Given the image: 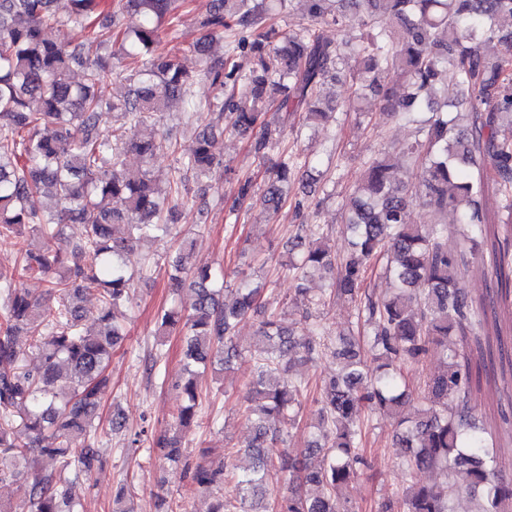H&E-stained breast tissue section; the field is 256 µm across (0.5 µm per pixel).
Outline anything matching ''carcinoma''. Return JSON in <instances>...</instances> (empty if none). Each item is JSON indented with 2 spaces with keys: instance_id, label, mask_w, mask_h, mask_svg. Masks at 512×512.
Here are the masks:
<instances>
[{
  "instance_id": "carcinoma-1",
  "label": "carcinoma",
  "mask_w": 512,
  "mask_h": 512,
  "mask_svg": "<svg viewBox=\"0 0 512 512\" xmlns=\"http://www.w3.org/2000/svg\"><path fill=\"white\" fill-rule=\"evenodd\" d=\"M307 23L280 30L263 25L292 0H212L201 21L202 41L234 32L230 55L204 71L218 89L231 85L220 104H202L191 95L192 77L162 54V33L176 32L174 19L186 0H70L67 16L56 14L54 0H0V234L16 239L24 274L48 277L56 295L59 320L47 319L44 299L33 298L12 280L0 284V483L14 481L34 468L40 457L59 461V472L36 475L21 512H80V476L100 461L94 451L100 422L98 395L106 386L112 352L125 336L123 308L130 301L134 276L120 264L134 243L155 239L168 229L164 213L172 197L181 199L183 182L161 180L153 168L163 151H175L167 136L141 138L136 126L172 107L190 119L209 111L196 147L181 160L182 169L207 176L223 166L213 151L224 127L252 138L259 155L276 144L277 129L266 104L277 102L285 116L297 112L309 123L325 121L335 107L321 97L329 80L350 82L349 98L365 111L367 94L379 108L407 123L415 114L433 119L421 136L404 144L415 181L395 182L387 157L371 160L353 188L345 229L352 249L342 257L324 242L296 235L301 250L288 271L300 280L314 273L331 276L329 295L355 304L365 345L348 336L333 337L313 310L324 296L298 288L308 334L299 335L275 319L262 324L253 342L254 378L248 392L253 433L246 448L252 466L234 471L222 462L193 464L176 434L157 442L169 461L183 464L187 491L216 489L210 512H226L224 487L234 488L239 512H269L267 488L273 480L290 491L276 512H358L350 488L360 475L366 447V412L392 417L399 433L397 467L409 477L432 471V483L411 482L381 512H454L464 493L476 503L471 512H512V481L501 476L505 461L491 427L476 418V389L471 359L498 356L501 377L512 386V356L501 331L490 332L483 303L456 288L475 256L496 278V296L508 315L512 337V138L501 135L500 121L512 117V0H302ZM366 6L357 43L332 42L321 27L341 28L344 11ZM126 18L113 45L134 64L155 56L153 67L130 69V95L104 100L95 87L120 75L95 22ZM79 28L73 43L46 37L49 26ZM496 42L499 52L483 46ZM247 56L243 69L235 56ZM82 68V80L71 66ZM395 73L399 82L390 84ZM115 112L127 125L120 135L98 129L99 114ZM144 163L137 178L122 168V149ZM301 169L298 154L288 152L270 176L263 205L278 207L290 195ZM433 215L455 212L456 242L448 245V225L440 220L407 223L411 207ZM84 226L73 247L54 224ZM193 244L181 243L168 268L169 278L194 293L188 312L163 311L159 330L183 335L184 403L174 416L176 430L194 421L199 378L210 366H229L240 349L235 327L253 309L261 286L248 280L236 288L216 286L208 267L187 265ZM382 263L391 288L376 295L367 288L371 264ZM99 296V329L81 327V298ZM35 334L41 351L35 369L22 366L18 333ZM441 353L443 370L419 379L421 408L405 416L410 403L404 371L418 372L430 350ZM328 353L338 369L319 387L315 400L319 434L308 454L322 460L310 465L280 448L283 430L302 408L309 385L285 377L283 362L298 351ZM30 443L13 438L15 425Z\"/></svg>"
}]
</instances>
